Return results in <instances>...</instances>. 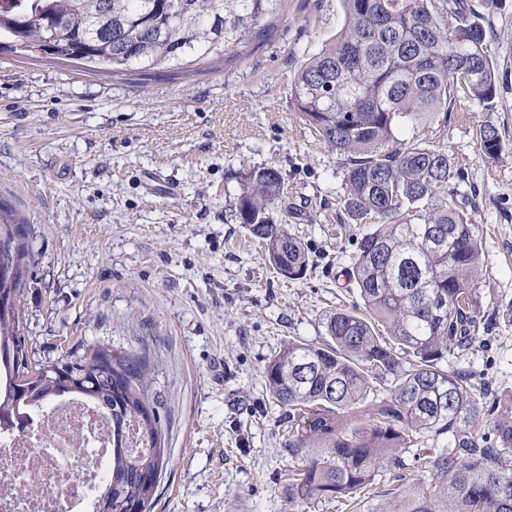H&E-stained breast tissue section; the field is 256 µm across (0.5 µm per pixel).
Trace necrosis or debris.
Segmentation results:
<instances>
[{
	"label": "necrosis or debris",
	"instance_id": "necrosis-or-debris-1",
	"mask_svg": "<svg viewBox=\"0 0 512 512\" xmlns=\"http://www.w3.org/2000/svg\"><path fill=\"white\" fill-rule=\"evenodd\" d=\"M0 446L9 458L0 512H94L112 460L111 423L94 403L49 402L28 426L0 429Z\"/></svg>",
	"mask_w": 512,
	"mask_h": 512
}]
</instances>
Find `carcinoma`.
Returning a JSON list of instances; mask_svg holds the SVG:
<instances>
[{
  "instance_id": "carcinoma-1",
  "label": "carcinoma",
  "mask_w": 512,
  "mask_h": 512,
  "mask_svg": "<svg viewBox=\"0 0 512 512\" xmlns=\"http://www.w3.org/2000/svg\"><path fill=\"white\" fill-rule=\"evenodd\" d=\"M343 25L310 55L290 87L293 108L308 128L345 158L344 209L372 225L358 243L347 276L361 312L338 309L324 319L330 341H293L265 368V386L288 409V452L299 460L288 484V512L315 501L349 500L383 467H404L402 451L417 434L448 435V448L427 461L432 483L392 497L371 512H512V421L494 425L485 445V413L470 378L444 367L455 350L475 345V288L482 274L480 238L457 200L458 158L436 141L446 123L432 118L463 102L492 107L499 92L490 41L498 0H341ZM282 0H0V52L83 58L123 76L173 68L250 48L270 29ZM112 39H97L101 26ZM484 157L498 158L502 139L479 125ZM284 194L280 171L259 168L241 184L239 223L260 239L268 261L298 279L312 265L308 249L268 209ZM30 225L0 201V295L21 297L36 257ZM20 307L0 316V345L16 354L0 389V427L19 414L74 395L96 403L112 423L110 479L100 495L112 512H149L165 463L164 429L151 392V363L137 352L116 354L86 344L44 365L28 361ZM112 355V373L99 368ZM58 367L49 380L35 373ZM390 374L398 399L361 424L374 380ZM148 444L126 446L130 423Z\"/></svg>"
}]
</instances>
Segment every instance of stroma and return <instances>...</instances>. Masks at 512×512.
Instances as JSON below:
<instances>
[{"label":"stroma","mask_w":512,"mask_h":512,"mask_svg":"<svg viewBox=\"0 0 512 512\" xmlns=\"http://www.w3.org/2000/svg\"><path fill=\"white\" fill-rule=\"evenodd\" d=\"M342 22L341 0H285L243 55L119 77L0 54V199L30 224L36 255L21 297L29 357L86 343L147 353L167 449L152 512H288L298 461L264 370L288 342L325 341V315L360 302L344 271L367 227L342 207L339 157L290 100L294 73ZM491 22L500 92L490 109L448 115L483 266L481 341L448 367L484 384L493 423L512 408V0ZM486 121L503 141L492 162L475 138ZM262 167L286 186L272 222L312 256L302 278L282 277L236 217L242 182ZM447 445L418 437L404 472L380 469L355 503L306 512H370L428 485L424 460Z\"/></svg>","instance_id":"stroma-1"}]
</instances>
